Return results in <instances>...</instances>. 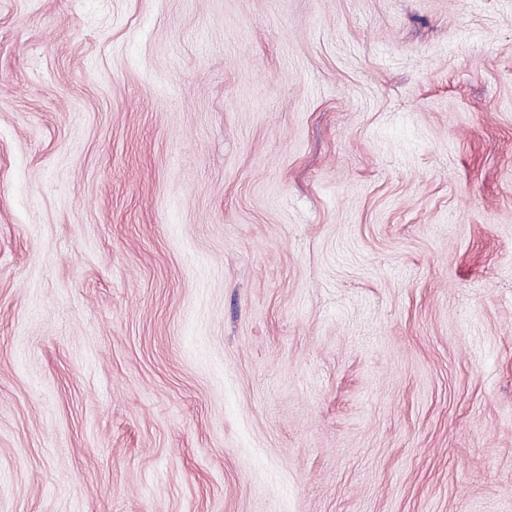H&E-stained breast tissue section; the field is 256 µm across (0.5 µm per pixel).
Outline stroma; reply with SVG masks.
Returning a JSON list of instances; mask_svg holds the SVG:
<instances>
[{"mask_svg": "<svg viewBox=\"0 0 512 512\" xmlns=\"http://www.w3.org/2000/svg\"><path fill=\"white\" fill-rule=\"evenodd\" d=\"M0 512H512V0H0Z\"/></svg>", "mask_w": 512, "mask_h": 512, "instance_id": "1", "label": "stroma"}]
</instances>
